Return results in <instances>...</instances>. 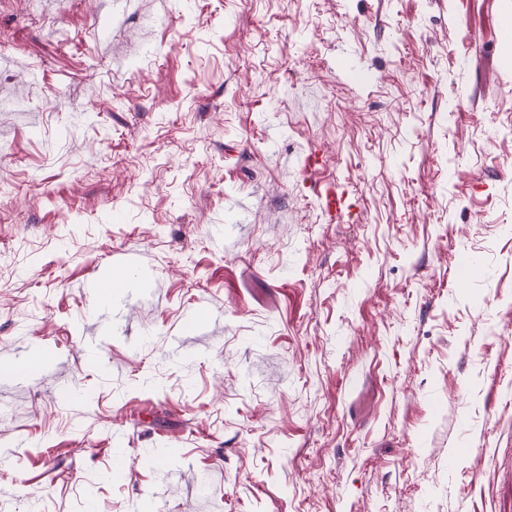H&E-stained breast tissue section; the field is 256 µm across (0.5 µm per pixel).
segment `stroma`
I'll return each instance as SVG.
<instances>
[{"label": "stroma", "instance_id": "stroma-1", "mask_svg": "<svg viewBox=\"0 0 512 512\" xmlns=\"http://www.w3.org/2000/svg\"><path fill=\"white\" fill-rule=\"evenodd\" d=\"M510 28L0 0V512H512ZM322 167V156L315 150L306 155L301 172L308 178L323 215L330 224H335L350 215L348 196L335 181L317 178Z\"/></svg>", "mask_w": 512, "mask_h": 512}]
</instances>
